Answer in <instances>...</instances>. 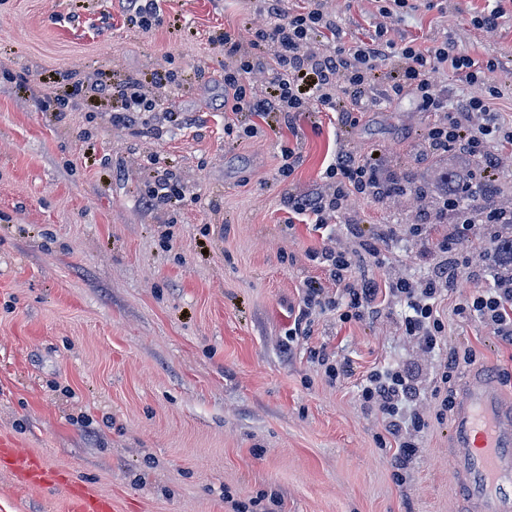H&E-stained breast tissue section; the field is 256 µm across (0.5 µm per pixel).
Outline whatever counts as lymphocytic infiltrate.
Listing matches in <instances>:
<instances>
[{"mask_svg":"<svg viewBox=\"0 0 512 512\" xmlns=\"http://www.w3.org/2000/svg\"><path fill=\"white\" fill-rule=\"evenodd\" d=\"M266 12L270 23L256 30L253 39L246 41L228 31L217 37L224 46L225 109L258 116L273 114L291 127L299 113L315 104L336 111L340 123L351 126L357 123L358 112L366 108V92L374 83L378 67L395 57L400 64V78L390 85L387 94L412 96L419 111L435 114V122L424 131L429 150H454L484 160L480 181L470 186L472 195H479L484 183L497 179L504 168L499 148L505 143L512 144V128L491 111L486 96L474 95L452 106L435 83L436 77L445 72L456 74L471 86L484 83L483 67L470 56L456 52L447 41L421 49L411 43L398 47L376 38L330 51L320 48V40L327 34L339 37L340 29L335 18L321 7L294 13L285 8L283 0H266ZM261 44L272 49L275 67L265 96L258 99L252 93L256 67L243 54L246 47ZM70 92L112 101V121L116 124L146 123L148 114L158 106L155 99L147 97L143 81L137 76L128 77L116 87L101 78L88 86L77 82L71 85ZM375 159L372 152L357 156L338 151L334 163L326 169L328 183L313 195L288 196L289 211L313 217L317 228H328L332 218L349 210L352 199L375 198ZM312 256L332 281L343 285L346 318L360 319L376 312L380 291L388 290L391 296L406 300L412 310L403 324L404 335L428 352L439 348L444 330L436 315L438 300L456 287L461 274L473 272L471 260L465 258L454 260L445 276L419 283L398 279L379 286L374 280L364 279L355 284L351 281L356 265L353 253L324 247L313 251ZM458 311L476 317L502 340L512 343L511 279L475 289ZM360 401L364 409L380 416L386 434L396 445L394 454L398 459L416 453V439L424 422L418 410L420 390L410 371H374L361 387Z\"/></svg>","mask_w":512,"mask_h":512,"instance_id":"obj_1","label":"lymphocytic infiltrate"}]
</instances>
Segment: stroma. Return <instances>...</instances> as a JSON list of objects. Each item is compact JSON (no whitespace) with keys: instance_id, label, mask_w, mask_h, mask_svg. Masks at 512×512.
<instances>
[{"instance_id":"stroma-1","label":"stroma","mask_w":512,"mask_h":512,"mask_svg":"<svg viewBox=\"0 0 512 512\" xmlns=\"http://www.w3.org/2000/svg\"><path fill=\"white\" fill-rule=\"evenodd\" d=\"M320 3L344 43L379 38L421 48L451 40L492 62L491 100L512 123V18L477 26L485 0H415L401 18L377 0ZM150 28L133 26L120 0H0V437L61 476L52 488L0 469V512H69L67 481L89 482L119 512H459L448 459V411L430 397L449 355L448 381L490 369L512 398V344L458 315L497 266L479 261L482 225L455 257L476 258V280L450 289L437 311L439 350L404 336L400 300L341 321L326 306L308 335L289 339L307 285L342 288L312 261L330 243L359 250L381 229L384 268L354 278L422 281L439 273L437 244L454 226L437 199L357 200L335 236L289 213L287 195L325 184L337 151H379L383 175L435 176L455 153L429 151V115L408 95L369 107L354 126L311 108L294 129L224 108V47L214 36L264 27L261 0H161ZM169 76L156 89L153 134L112 122L110 102L68 100L41 111L49 91L105 74ZM301 159L280 173L282 151ZM169 169L183 195L173 209L143 197ZM357 222L361 239L347 237ZM344 371L329 380L315 353ZM412 371L425 428L405 467L381 447L384 429L359 390L371 372Z\"/></svg>"}]
</instances>
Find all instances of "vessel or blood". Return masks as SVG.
Returning <instances> with one entry per match:
<instances>
[{
  "instance_id": "vessel-or-blood-1",
  "label": "vessel or blood",
  "mask_w": 512,
  "mask_h": 512,
  "mask_svg": "<svg viewBox=\"0 0 512 512\" xmlns=\"http://www.w3.org/2000/svg\"><path fill=\"white\" fill-rule=\"evenodd\" d=\"M448 455L463 493L464 512H512V399L482 366L468 368L448 420ZM0 466L32 486L58 484L43 461L0 439ZM74 512H115L114 499L84 482L71 483Z\"/></svg>"
}]
</instances>
